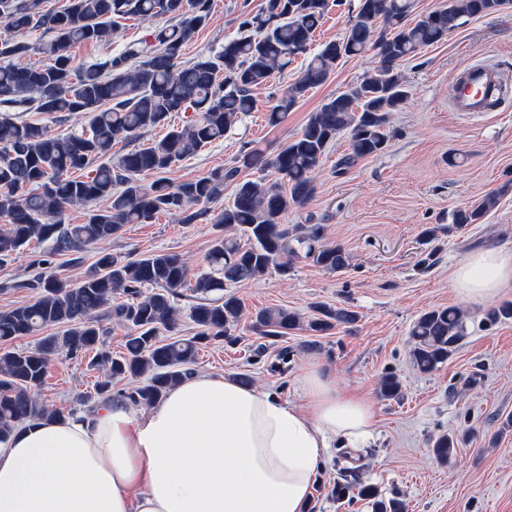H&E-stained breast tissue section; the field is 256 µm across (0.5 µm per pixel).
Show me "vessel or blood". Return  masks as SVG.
<instances>
[{
  "mask_svg": "<svg viewBox=\"0 0 512 512\" xmlns=\"http://www.w3.org/2000/svg\"><path fill=\"white\" fill-rule=\"evenodd\" d=\"M454 111L483 113L498 108L501 80L494 69L472 65L464 69L449 90Z\"/></svg>",
  "mask_w": 512,
  "mask_h": 512,
  "instance_id": "1",
  "label": "vessel or blood"
}]
</instances>
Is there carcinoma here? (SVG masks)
<instances>
[{
  "label": "carcinoma",
  "instance_id": "cac0c4a2",
  "mask_svg": "<svg viewBox=\"0 0 512 512\" xmlns=\"http://www.w3.org/2000/svg\"><path fill=\"white\" fill-rule=\"evenodd\" d=\"M41 2L0 0V16L14 32L41 29L52 34L36 47L0 41V57L20 58L35 49L48 59L40 66L0 65V105L6 107L0 116V260L34 241L51 243L53 255L79 253L118 235L127 224H149L162 212H181L191 224L206 214L199 206L223 196L224 184H234V190L215 220L221 232L212 239L205 272L190 274L177 253L121 260L102 251L94 269L77 282L59 277L48 269L51 262L41 259L42 272L15 284L35 291L36 298L0 312V343L50 326L64 324L66 329L30 350L0 348L1 436L27 421L64 416L36 394L56 354L97 351L105 374L96 384V396L110 399L114 383L132 380L136 385L118 395L148 407L191 374L202 345L236 342L233 332L243 320L244 307L224 288L244 285L271 269L285 275L294 258L309 259L328 271L346 267L344 249L322 243L323 225L291 227L282 217L314 194L313 173L339 134H348L350 140V152L338 163L342 170L385 151L392 115L409 97L402 62L444 41L465 20L500 12L499 0H448L440 10L412 22L413 0H359L344 36L311 55L295 82L270 92L267 123H283L308 90L329 79L336 60L373 50L377 65L312 113L301 132L276 154L267 157L242 146V166L269 171L273 178L241 179L239 167L232 166L173 184L165 173L224 139L241 116L255 110V91L268 88L274 73L309 53L314 34L337 0H264L260 13L243 16L237 37L188 66L178 65L177 59L209 22L211 0H69L57 11L41 9ZM161 15L174 23L127 44L101 65L75 70V46L102 41L123 20L149 21ZM189 110L194 118L183 126L125 153H112L116 144L165 127L173 113ZM24 112H85L89 121L80 132L60 136L25 119ZM149 174L154 179L146 184L142 176ZM498 198L499 193L491 192L453 211L451 224L461 228L480 223ZM101 199L109 201L108 207L92 211L84 223L63 222L68 208ZM183 288L197 299L190 310L197 333L172 341L162 333L177 326L175 298ZM101 312L129 331L125 352L116 357L101 349ZM356 319L352 310L326 306L308 321L282 307L251 316L253 328L272 337L301 328L321 336ZM464 335L461 309L421 313L411 329L413 366L422 373L436 370L455 354ZM401 388L393 374L380 381L386 399L398 398ZM457 444L455 435L442 434L432 441V455L447 463ZM359 495L373 500L374 512H403L402 502L378 498L370 485L362 486Z\"/></svg>",
  "mask_w": 512,
  "mask_h": 512
}]
</instances>
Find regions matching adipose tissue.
<instances>
[{"label":"adipose tissue","instance_id":"ef3b65f1","mask_svg":"<svg viewBox=\"0 0 512 512\" xmlns=\"http://www.w3.org/2000/svg\"><path fill=\"white\" fill-rule=\"evenodd\" d=\"M453 280L471 301L512 289V248L470 254ZM300 391L198 370L148 407L26 422L0 439V512H308L328 449L366 442L375 419L319 361Z\"/></svg>","mask_w":512,"mask_h":512}]
</instances>
